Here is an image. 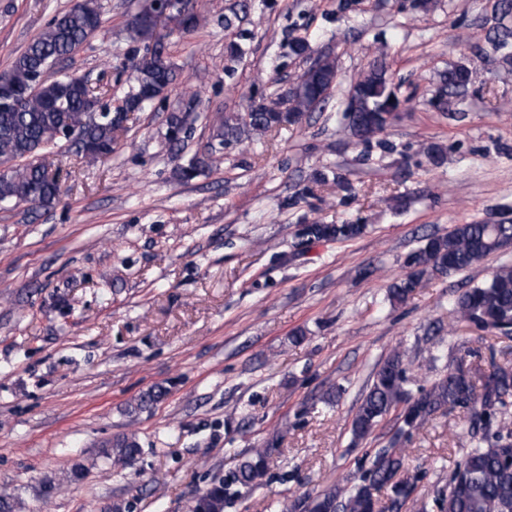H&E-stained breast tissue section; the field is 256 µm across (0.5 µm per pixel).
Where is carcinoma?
I'll use <instances>...</instances> for the list:
<instances>
[{
  "mask_svg": "<svg viewBox=\"0 0 512 512\" xmlns=\"http://www.w3.org/2000/svg\"><path fill=\"white\" fill-rule=\"evenodd\" d=\"M152 8L168 10L172 27L163 35L165 39L176 31L189 32L200 22L195 5L184 0H167ZM93 16L102 19L99 0H79L55 16L15 58L10 69L0 74V80L7 81L17 95L15 105L0 106V158L11 162L0 171V205L26 203L41 207L59 200L62 189L50 155L63 148L67 133L74 134L78 154L95 163L112 154L129 116L144 111L153 102L143 97L145 90L150 89L159 97L177 82L176 67L163 42L152 45L131 62L133 84L115 107L108 102L110 85L87 76L57 77L55 66L97 32L91 26ZM129 31L135 39H151L146 13L134 15ZM290 48L298 58L309 59L314 54L305 37L295 38ZM336 78L335 60L318 56L298 77L287 98L252 102L244 116L234 112L216 115L212 122L213 143L196 154L188 166L178 169L176 176L188 179L210 167L217 160L218 145L262 137L285 123H298L326 105ZM470 81L471 71L464 64H457L442 75L450 96L462 94ZM349 99L357 100V106H348L345 118L352 134L364 143L387 127L385 114L400 101L386 65L377 59L352 85ZM184 122L185 117L178 113L169 115V144L176 145L185 137ZM364 230L363 224H304L297 236L303 242L347 241ZM511 241L512 224L507 223L456 224L445 234L431 235L406 257L407 272L391 284L390 299L403 303L423 278L466 271ZM453 313L457 320L479 329H491L505 337L512 335V265L501 264L490 278L464 289L455 298ZM406 383L404 356L395 351L381 364L357 407L351 424L353 440L366 439L386 415L398 408L402 434L423 425L442 409L467 410L472 416L467 431L470 449L450 475L448 494L436 500V507L439 512H512V367L493 363L486 372L460 360L415 396L405 388ZM166 393L163 387H152L134 400L128 411L150 408ZM99 454L112 465L124 468L141 454V444L135 434H117L101 445ZM403 465L404 449H385L352 489L332 486L315 497L300 498L297 503L304 512H376L374 491L388 488V509L397 512L413 489L410 479H397ZM266 471V451L257 450L228 479L213 482L197 494L191 512H224L231 486L253 487Z\"/></svg>",
  "mask_w": 512,
  "mask_h": 512,
  "instance_id": "1",
  "label": "carcinoma"
}]
</instances>
